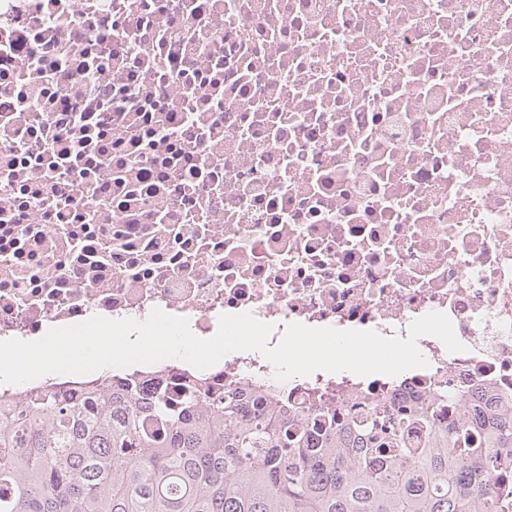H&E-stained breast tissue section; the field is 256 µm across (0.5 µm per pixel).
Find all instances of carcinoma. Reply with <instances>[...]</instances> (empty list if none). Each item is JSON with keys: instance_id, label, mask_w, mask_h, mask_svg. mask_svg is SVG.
<instances>
[{"instance_id": "cac0c4a2", "label": "carcinoma", "mask_w": 512, "mask_h": 512, "mask_svg": "<svg viewBox=\"0 0 512 512\" xmlns=\"http://www.w3.org/2000/svg\"><path fill=\"white\" fill-rule=\"evenodd\" d=\"M0 512H512V412L488 396L452 429L425 404L248 406L196 380L0 407Z\"/></svg>"}]
</instances>
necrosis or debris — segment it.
I'll return each instance as SVG.
<instances>
[{
    "mask_svg": "<svg viewBox=\"0 0 512 512\" xmlns=\"http://www.w3.org/2000/svg\"><path fill=\"white\" fill-rule=\"evenodd\" d=\"M95 48L92 73L59 54ZM95 157L66 159L76 121ZM224 314L407 338L445 314L463 351L396 376L278 381L261 354L202 375L314 414L355 397L512 409V0H0V341L93 316ZM0 383V403L163 360Z\"/></svg>",
    "mask_w": 512,
    "mask_h": 512,
    "instance_id": "1",
    "label": "necrosis or debris"
}]
</instances>
